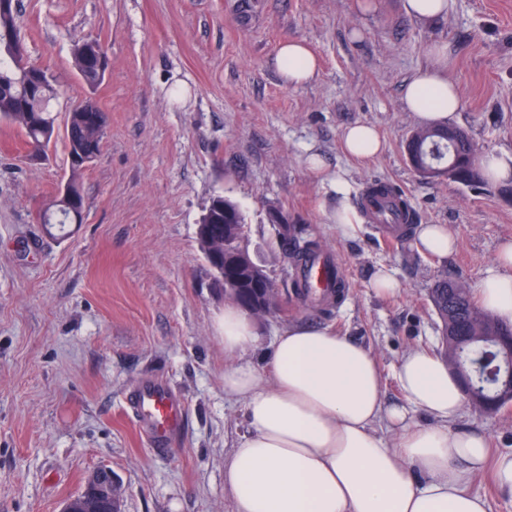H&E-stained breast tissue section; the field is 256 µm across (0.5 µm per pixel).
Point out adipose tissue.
<instances>
[{"instance_id": "adipose-tissue-1", "label": "adipose tissue", "mask_w": 512, "mask_h": 512, "mask_svg": "<svg viewBox=\"0 0 512 512\" xmlns=\"http://www.w3.org/2000/svg\"><path fill=\"white\" fill-rule=\"evenodd\" d=\"M429 56L430 65L408 81L403 104L423 124L447 125L462 106L446 76L447 45L435 44ZM274 67L291 87L319 72L299 40L278 47ZM474 294L482 309L512 322V242L500 245ZM219 329L235 359L224 371V395L243 405L249 424L224 460L234 512H487L469 484L489 463L499 487L512 492V454L489 460L486 431L459 426L460 383L434 353L403 356L396 377L404 401L389 404L376 358L349 336L294 325L265 352L248 313L232 302ZM257 353L265 369L254 363ZM412 407L427 423L410 421ZM382 422L396 429V446L378 434Z\"/></svg>"}]
</instances>
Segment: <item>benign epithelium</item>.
I'll return each mask as SVG.
<instances>
[{"instance_id":"1","label":"benign epithelium","mask_w":512,"mask_h":512,"mask_svg":"<svg viewBox=\"0 0 512 512\" xmlns=\"http://www.w3.org/2000/svg\"><path fill=\"white\" fill-rule=\"evenodd\" d=\"M409 161L421 176L433 181L460 182L458 161L455 158L440 166L418 161L417 152H408ZM224 205L213 202L200 220V231L214 239L208 254L210 266L224 279V242L212 237L211 225L217 223ZM445 356L449 369L463 385V393L479 411L493 415L512 405V324L505 326L491 312L476 310L471 334L464 340L455 335L453 322H448ZM121 485L112 470L99 468L82 491L68 498L60 512H120Z\"/></svg>"}]
</instances>
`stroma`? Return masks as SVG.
<instances>
[{
	"label": "stroma",
	"instance_id": "stroma-1",
	"mask_svg": "<svg viewBox=\"0 0 512 512\" xmlns=\"http://www.w3.org/2000/svg\"><path fill=\"white\" fill-rule=\"evenodd\" d=\"M17 24L29 61L58 78L57 126L90 96L107 127L82 179L84 219L61 236L40 214L69 172L64 138L36 159L0 122V512H59L101 466L124 489L122 512H233L224 459L246 424L224 397V295L198 242L213 197L239 206L249 251L279 290V309L254 320L263 347L294 324L341 332L379 361L390 403L402 399L404 354L442 351L435 279L475 285L512 241V186L422 179L404 150L419 122L402 102L429 45L445 43L462 99L456 126L483 153L512 154V0H452L428 24L404 0H18ZM86 37L109 58L93 91L72 66ZM292 39L320 63L297 88L271 65ZM357 122L380 132V155L343 152L342 131ZM313 154L321 169L309 168ZM374 181L401 187L418 223L448 226L455 251L387 243L360 213ZM343 203L358 214L349 237L332 219ZM273 208L337 258L346 288L330 309L295 294ZM382 269L394 295L371 287ZM149 376L187 404L163 452L140 437L126 404ZM460 423L483 428L492 454L512 452V407L487 417L467 403Z\"/></svg>",
	"mask_w": 512,
	"mask_h": 512
}]
</instances>
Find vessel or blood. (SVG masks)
I'll list each match as a JSON object with an SVG mask.
<instances>
[{"label": "vessel or blood", "mask_w": 512, "mask_h": 512, "mask_svg": "<svg viewBox=\"0 0 512 512\" xmlns=\"http://www.w3.org/2000/svg\"><path fill=\"white\" fill-rule=\"evenodd\" d=\"M360 203L385 238L393 242L404 239L412 220L411 212L398 204L395 197L370 185L362 192ZM300 275L313 294L318 295L326 293L328 284L341 278L342 272L337 263L319 254L302 266ZM130 405L146 442L155 450H166L183 423L185 405L182 397L162 380L152 378L133 389Z\"/></svg>", "instance_id": "obj_1"}]
</instances>
